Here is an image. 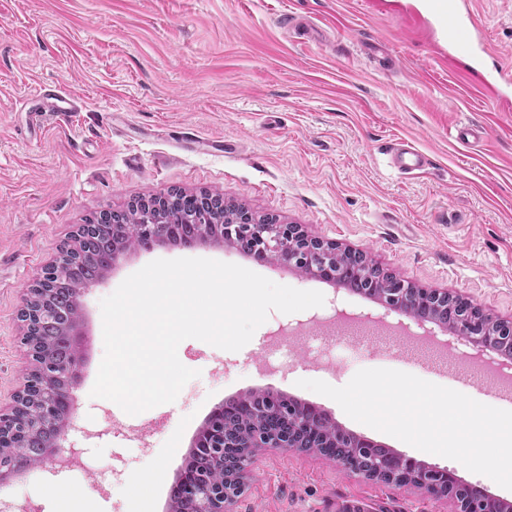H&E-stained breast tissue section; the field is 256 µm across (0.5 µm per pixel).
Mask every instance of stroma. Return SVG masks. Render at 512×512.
Segmentation results:
<instances>
[{
	"label": "stroma",
	"mask_w": 512,
	"mask_h": 512,
	"mask_svg": "<svg viewBox=\"0 0 512 512\" xmlns=\"http://www.w3.org/2000/svg\"><path fill=\"white\" fill-rule=\"evenodd\" d=\"M408 0H0V407L29 373L18 311L36 272L103 210L176 188L207 190L255 215L365 253L402 279L445 288L512 318V112L471 94L432 43L402 17ZM488 41L512 63V0H475ZM65 90L78 110L47 123L29 90ZM482 126L462 143L455 128ZM400 141L433 165L408 178L389 164ZM208 258L323 293V306L271 312L236 352L196 339L178 347L199 370L177 400L137 415L91 397L104 355L100 302L156 259ZM85 363L67 446L92 469L50 466L0 487V512L56 479L90 512H130L118 489L163 457L174 483L193 438L225 400L270 390L321 406L344 429L448 468L468 485L512 490L457 461L420 451L349 418L300 379L345 386L365 368L413 374L512 410V392L475 373V353L443 325L420 326L282 264L233 246L163 245L121 257L82 298ZM490 363V356L480 358ZM152 424L154 433L136 437ZM233 512H451L448 501L386 486L296 449L260 450Z\"/></svg>",
	"instance_id": "35a3bbf8"
}]
</instances>
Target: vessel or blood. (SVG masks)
Segmentation results:
<instances>
[{
	"label": "vessel or blood",
	"instance_id": "1",
	"mask_svg": "<svg viewBox=\"0 0 512 512\" xmlns=\"http://www.w3.org/2000/svg\"><path fill=\"white\" fill-rule=\"evenodd\" d=\"M407 16L422 27V33L441 44L442 58L461 72L493 101L499 110H512V69L498 60L479 26L472 0H420ZM393 166L404 174H420L430 159L410 144L400 142L390 150Z\"/></svg>",
	"mask_w": 512,
	"mask_h": 512
}]
</instances>
